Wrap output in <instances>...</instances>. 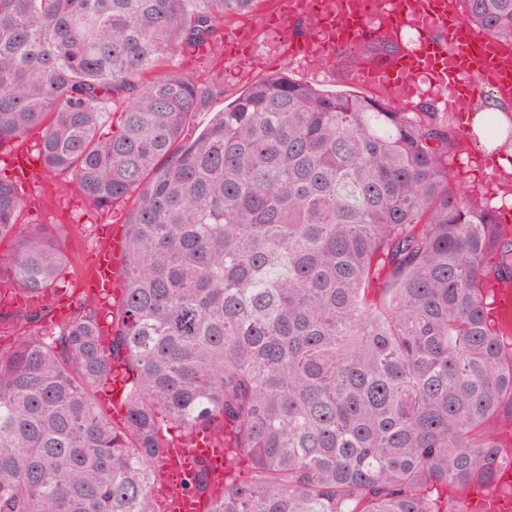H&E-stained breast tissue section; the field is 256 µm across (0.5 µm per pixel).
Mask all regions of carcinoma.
<instances>
[{
  "label": "carcinoma",
  "mask_w": 512,
  "mask_h": 512,
  "mask_svg": "<svg viewBox=\"0 0 512 512\" xmlns=\"http://www.w3.org/2000/svg\"><path fill=\"white\" fill-rule=\"evenodd\" d=\"M259 0H0V150L45 128L46 176L96 208L133 198L109 351L99 308L15 313L0 347V512H162L157 413L233 435L211 512H464L509 462L512 346L482 284L512 283V228L448 171L452 127L278 72L224 95L169 70L223 51ZM512 44V0H463ZM119 131L100 134L116 105ZM0 174V289L56 287L54 225L22 233ZM129 376L115 427L101 394Z\"/></svg>",
  "instance_id": "cac0c4a2"
}]
</instances>
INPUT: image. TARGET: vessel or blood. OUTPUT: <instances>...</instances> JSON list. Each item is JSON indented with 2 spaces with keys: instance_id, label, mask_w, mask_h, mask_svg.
<instances>
[{
  "instance_id": "1",
  "label": "vessel or blood",
  "mask_w": 512,
  "mask_h": 512,
  "mask_svg": "<svg viewBox=\"0 0 512 512\" xmlns=\"http://www.w3.org/2000/svg\"><path fill=\"white\" fill-rule=\"evenodd\" d=\"M274 32L283 54L327 59L349 48L385 37L398 46L387 61L363 67L367 82L378 84L397 103L413 105L420 80H428L435 100L463 122L487 75L496 78L501 99L512 98V48L495 37L476 33L460 16L454 0H277L274 8L256 14L224 43V54L242 60L252 55L255 28ZM125 252L121 236L102 240L93 251L91 272L84 282L87 298L109 310L123 295ZM483 292L502 328L512 327V286L488 281ZM0 303L21 310L44 304L66 310L70 301L56 293L31 295L13 288L0 290ZM127 385L121 363L112 365L109 399L112 415H127ZM163 467L153 493L166 512H209L212 499L189 488L199 470L212 487L224 482V436L201 428L166 442ZM467 512H512V467L501 470L489 485L465 493Z\"/></svg>"
}]
</instances>
